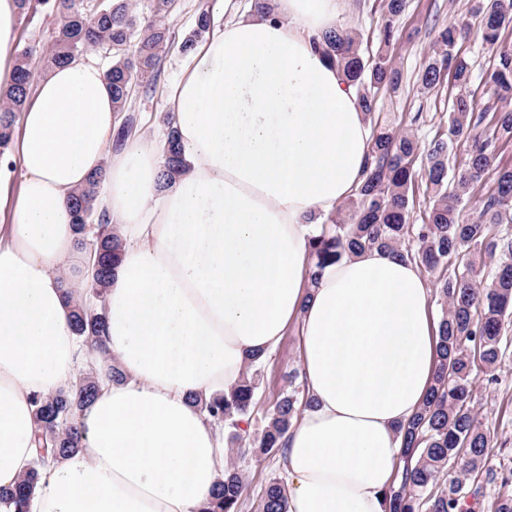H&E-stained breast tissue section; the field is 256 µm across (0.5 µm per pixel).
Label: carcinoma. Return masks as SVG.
<instances>
[{
	"label": "carcinoma",
	"instance_id": "1",
	"mask_svg": "<svg viewBox=\"0 0 512 512\" xmlns=\"http://www.w3.org/2000/svg\"><path fill=\"white\" fill-rule=\"evenodd\" d=\"M19 14L30 18L50 8L59 17L51 48L42 52L24 44L17 50V64L9 88L0 90V152L12 140L17 113L23 111L31 92L30 61L42 59V70L70 63L98 48L111 54L107 78L112 104L119 112L127 106L138 86L155 84L162 54L169 40L165 17L171 0H151L149 14L135 13L131 0H17ZM405 0H382L383 47L367 57L361 34L346 28L323 34L318 46L358 92L361 110L370 118L371 162L364 181L347 202L337 208L336 218L312 237L313 259L310 284L318 283L323 269L341 258L365 250L396 254L436 275L435 296L441 306L439 359L430 392L420 410L397 429L404 448L405 469L398 485L387 495L389 512H475L479 489L467 485L474 474H496L487 467L490 440L475 412V363L482 364L488 381L504 354L506 324L512 322V234L501 235L497 226L512 222V167L496 164L500 146L512 142V49L500 51L496 63L486 71L485 81L494 97L478 106L474 99L459 95L448 113L447 133L434 138L422 149L414 134L384 123L376 116L377 94L395 90L400 72L393 66L388 49L396 36V19ZM471 15L478 18L477 33L496 44L506 25L512 22V0H473ZM210 28V16L203 9L197 16L193 37L181 43L189 53L196 38ZM472 31L463 18L438 31L436 50L420 76V89L431 91L450 74L460 85L469 83L472 71L457 45ZM494 124L493 138L478 129L486 118ZM467 144L464 165H448L454 146ZM426 158L425 183L428 195L427 219L409 223L414 200L410 190L417 177L416 162ZM183 165L182 149L174 127H168L162 187L171 184ZM493 172L494 186L479 200L475 218L460 219L461 206L469 202L475 184ZM98 176L87 188L72 196L70 213L81 255L83 288L104 300L119 261L120 244L110 218L95 205ZM77 336L96 344L107 331L104 307L77 306L72 316ZM264 359L252 356L246 373L222 395L199 401L214 421L224 423L230 442H243L241 418L250 417L259 389V370ZM100 376L89 371L66 389L48 396L36 395L32 403L37 422V456L34 466L12 487L0 488V501L18 512L28 509L38 481L39 470L49 458L61 459L80 447L82 433L78 419L98 395ZM311 401L297 387H290L273 400L268 423L257 447L263 452L281 450L283 438L302 408ZM245 488L240 472L232 465L218 481L210 506L204 512H237ZM285 486L269 483L260 512H283ZM492 512H512V480L501 477V491L491 505Z\"/></svg>",
	"mask_w": 512,
	"mask_h": 512
}]
</instances>
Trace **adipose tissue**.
I'll use <instances>...</instances> for the list:
<instances>
[{
	"mask_svg": "<svg viewBox=\"0 0 512 512\" xmlns=\"http://www.w3.org/2000/svg\"><path fill=\"white\" fill-rule=\"evenodd\" d=\"M344 0H273L194 46L168 90L186 162L161 188L163 143L113 140L105 69L39 76L0 155V487L36 457L33 396L86 362L71 327L82 289L71 196L96 203L120 260L103 348L125 375L83 412L82 445L48 463L30 512H203L224 477V428L193 404L236 383L246 358L299 325L312 399L284 438L286 512H388L404 466L397 425L433 381L438 327L420 267L371 251L311 284L308 240L361 185L371 125L316 41ZM19 9L0 0V86L15 68Z\"/></svg>",
	"mask_w": 512,
	"mask_h": 512,
	"instance_id": "1",
	"label": "adipose tissue"
}]
</instances>
